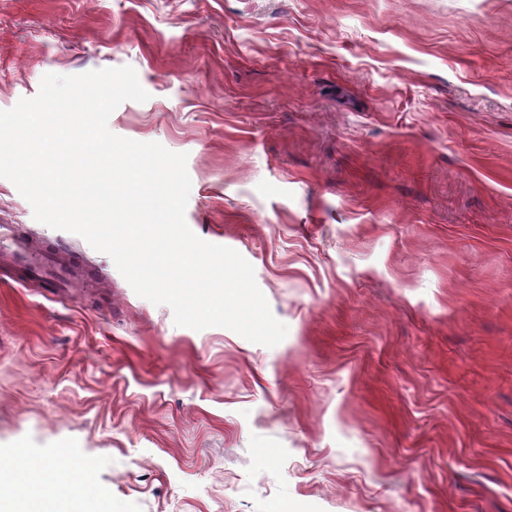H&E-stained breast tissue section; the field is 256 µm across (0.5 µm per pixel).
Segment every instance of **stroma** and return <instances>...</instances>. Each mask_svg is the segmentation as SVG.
Returning <instances> with one entry per match:
<instances>
[{
  "label": "stroma",
  "mask_w": 512,
  "mask_h": 512,
  "mask_svg": "<svg viewBox=\"0 0 512 512\" xmlns=\"http://www.w3.org/2000/svg\"><path fill=\"white\" fill-rule=\"evenodd\" d=\"M122 66L110 130L187 154L288 333L176 326L0 178L94 273L0 265V461L112 512H512V0H0V110Z\"/></svg>",
  "instance_id": "stroma-1"
}]
</instances>
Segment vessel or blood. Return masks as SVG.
Segmentation results:
<instances>
[{
  "label": "vessel or blood",
  "instance_id": "b4317fda",
  "mask_svg": "<svg viewBox=\"0 0 512 512\" xmlns=\"http://www.w3.org/2000/svg\"><path fill=\"white\" fill-rule=\"evenodd\" d=\"M0 257L21 269L27 279L52 288H71L88 277L85 268L61 260L42 245L25 238L14 224L0 225Z\"/></svg>",
  "mask_w": 512,
  "mask_h": 512
}]
</instances>
